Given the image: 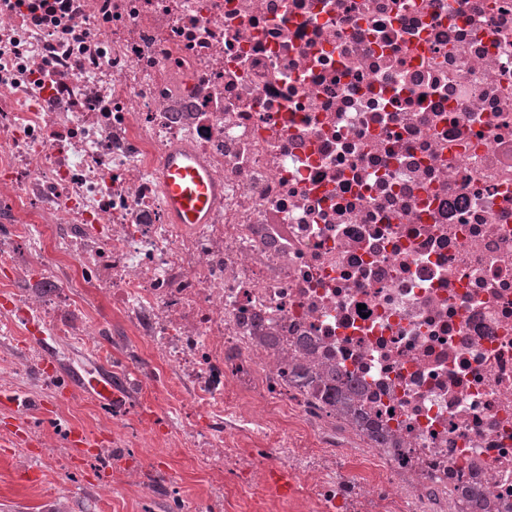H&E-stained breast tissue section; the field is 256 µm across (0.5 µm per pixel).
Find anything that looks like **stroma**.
<instances>
[{
  "instance_id": "stroma-1",
  "label": "stroma",
  "mask_w": 512,
  "mask_h": 512,
  "mask_svg": "<svg viewBox=\"0 0 512 512\" xmlns=\"http://www.w3.org/2000/svg\"><path fill=\"white\" fill-rule=\"evenodd\" d=\"M76 327L96 323L109 330L100 347L80 340L59 341L47 335L39 343L50 350L51 367L66 384L59 389L42 387V368L28 360L33 342L27 332L11 329L0 334V366L12 369L17 377L14 391L20 399L22 415L38 421L67 418L83 428L91 438L112 442V423L100 411V404L83 389V379L112 369V356L126 349L137 352L138 361L149 352L137 337L131 336L123 318L103 300L85 307L74 318ZM44 444L7 445L0 451V512H168L167 490L130 487L113 480L111 471L85 456L67 459L65 466L47 461ZM147 463L159 466L177 477L183 500L195 512H205L206 498L213 493L209 471L193 460L184 449L157 445L144 449Z\"/></svg>"
}]
</instances>
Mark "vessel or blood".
Instances as JSON below:
<instances>
[{
    "label": "vessel or blood",
    "instance_id": "1",
    "mask_svg": "<svg viewBox=\"0 0 512 512\" xmlns=\"http://www.w3.org/2000/svg\"><path fill=\"white\" fill-rule=\"evenodd\" d=\"M157 177L166 200V209L172 223H207L218 203V179L200 157L191 149L181 148L166 153L158 166ZM85 390L103 403H111L115 390L108 374H99L84 385ZM0 406L7 408L13 423L12 438L25 442L37 440L38 435L19 411L16 396L0 398Z\"/></svg>",
    "mask_w": 512,
    "mask_h": 512
}]
</instances>
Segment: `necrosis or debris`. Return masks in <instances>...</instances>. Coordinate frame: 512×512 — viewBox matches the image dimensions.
I'll return each mask as SVG.
<instances>
[{"label": "necrosis or debris", "instance_id": "1", "mask_svg": "<svg viewBox=\"0 0 512 512\" xmlns=\"http://www.w3.org/2000/svg\"><path fill=\"white\" fill-rule=\"evenodd\" d=\"M0 265V327L121 314L214 512H512V0H0ZM157 177L173 224H206L218 203V179L200 157L189 148L166 153Z\"/></svg>", "mask_w": 512, "mask_h": 512}]
</instances>
